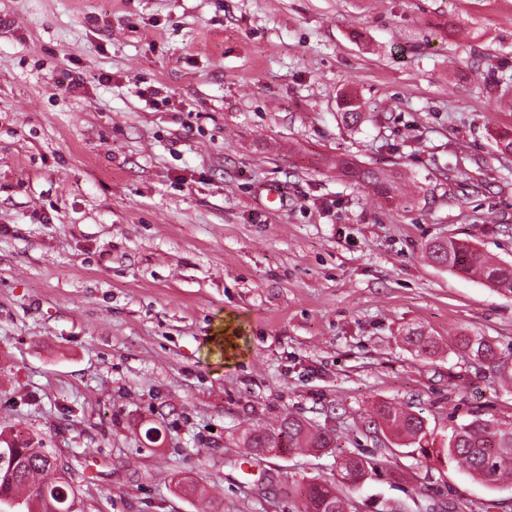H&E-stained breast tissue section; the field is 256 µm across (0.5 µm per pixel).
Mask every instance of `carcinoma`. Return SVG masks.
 Instances as JSON below:
<instances>
[{"instance_id": "cac0c4a2", "label": "carcinoma", "mask_w": 512, "mask_h": 512, "mask_svg": "<svg viewBox=\"0 0 512 512\" xmlns=\"http://www.w3.org/2000/svg\"><path fill=\"white\" fill-rule=\"evenodd\" d=\"M342 122L355 126L362 119L359 105L354 99L345 98L340 103ZM341 171L359 184L388 201L396 198L398 191L394 176L374 167L359 166L349 161L340 164ZM426 252L433 262L448 268L476 275L494 288L512 293V263L493 261L484 252L464 239H448L426 245ZM407 342L421 354L436 348V341L420 332H408ZM464 354L476 360L492 361L496 352L492 342L484 336L464 335L459 340ZM376 422L398 441L421 439L426 434L425 419L419 412L401 406L381 403L374 409ZM244 447L254 451L261 448H286L290 451L321 450L331 447L332 437L313 427L308 421L289 414L278 424L265 430H253L242 437ZM8 453L20 457L12 475L0 476V498L17 502V512H55L64 509L59 496L61 490L71 491L70 481L62 477L57 459L44 448L16 443L7 448ZM448 458L456 461L469 475L485 484H504L512 480V424H505L493 417H476L454 430L446 448ZM375 463L360 456H344L338 462L341 479L352 484L364 479ZM349 498L343 495L335 482L307 483L301 493L297 512H345Z\"/></svg>"}]
</instances>
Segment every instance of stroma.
<instances>
[{"label":"stroma","mask_w":512,"mask_h":512,"mask_svg":"<svg viewBox=\"0 0 512 512\" xmlns=\"http://www.w3.org/2000/svg\"><path fill=\"white\" fill-rule=\"evenodd\" d=\"M503 132L512 0H0V441L69 462L82 512H296L345 454L378 463L357 512L512 500L443 453L512 422V294L424 253L512 261ZM382 401L427 436L376 433ZM286 411L335 448L246 459ZM341 171L349 177L355 179L359 184L371 189L374 194L379 195L387 201L393 200L398 196V186L394 176L374 167L359 166L349 161H342ZM459 345L466 356L475 360L490 362L496 357L492 342L484 336L464 334L459 340Z\"/></svg>","instance_id":"obj_1"}]
</instances>
